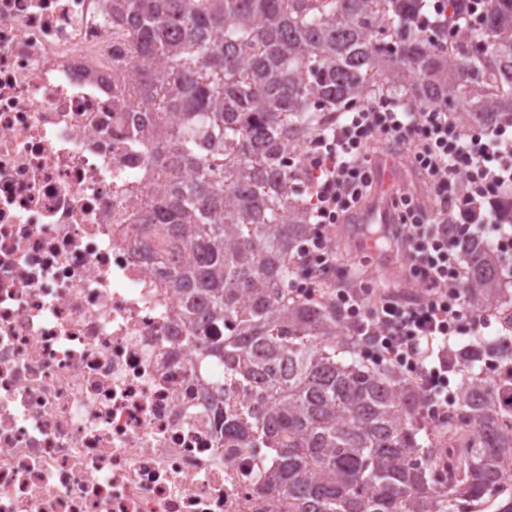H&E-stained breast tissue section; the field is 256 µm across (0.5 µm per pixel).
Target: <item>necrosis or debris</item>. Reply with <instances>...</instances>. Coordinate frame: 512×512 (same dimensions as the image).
<instances>
[{
	"instance_id": "necrosis-or-debris-1",
	"label": "necrosis or debris",
	"mask_w": 512,
	"mask_h": 512,
	"mask_svg": "<svg viewBox=\"0 0 512 512\" xmlns=\"http://www.w3.org/2000/svg\"><path fill=\"white\" fill-rule=\"evenodd\" d=\"M104 0H0V512H288L215 439L207 355L138 216L168 181Z\"/></svg>"
}]
</instances>
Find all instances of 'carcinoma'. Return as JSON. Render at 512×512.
Masks as SVG:
<instances>
[{"mask_svg": "<svg viewBox=\"0 0 512 512\" xmlns=\"http://www.w3.org/2000/svg\"><path fill=\"white\" fill-rule=\"evenodd\" d=\"M459 2L436 22L426 0L106 4L130 29L136 90L154 106L135 133L169 177L142 223L183 244L188 262L170 284L204 351L224 357L229 393L242 394L232 411L212 394L216 425L265 449L260 491L288 512H481L491 501L512 512V404L501 399L512 379L472 372L492 355L512 363V336L493 353L476 342L448 354L463 376L455 431H442L395 367L364 361L336 304L282 288L312 230L283 165L289 147L370 94L448 112L461 129L512 126V0H468L470 16ZM466 261L472 305L496 302L498 254L474 243ZM226 320L233 329L206 335Z\"/></svg>", "mask_w": 512, "mask_h": 512, "instance_id": "1", "label": "carcinoma"}]
</instances>
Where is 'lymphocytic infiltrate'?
<instances>
[{
	"label": "lymphocytic infiltrate",
	"mask_w": 512,
	"mask_h": 512,
	"mask_svg": "<svg viewBox=\"0 0 512 512\" xmlns=\"http://www.w3.org/2000/svg\"><path fill=\"white\" fill-rule=\"evenodd\" d=\"M380 138L412 148L415 169L440 200L434 211L404 194L393 201L408 272L423 293L408 298L390 291L372 302L342 296L337 303L366 349L378 361L407 369L424 403L436 409L448 403L450 339L486 326L463 291L455 248L478 241L491 227L501 250L512 252V225L494 224L492 212L503 191L512 188V131L496 126L465 136L447 113L407 112L388 99L344 112L305 146L298 162L314 172L315 230L300 254L316 255L321 268L336 263V245L324 228L339 223L371 191L367 147Z\"/></svg>",
	"instance_id": "lymphocytic-infiltrate-1"
}]
</instances>
